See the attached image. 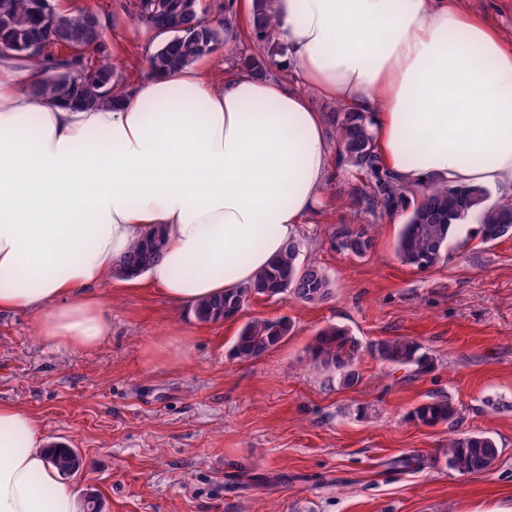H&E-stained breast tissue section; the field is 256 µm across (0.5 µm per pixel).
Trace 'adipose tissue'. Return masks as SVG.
<instances>
[{
  "instance_id": "adipose-tissue-1",
  "label": "adipose tissue",
  "mask_w": 512,
  "mask_h": 512,
  "mask_svg": "<svg viewBox=\"0 0 512 512\" xmlns=\"http://www.w3.org/2000/svg\"><path fill=\"white\" fill-rule=\"evenodd\" d=\"M284 67L306 90L210 59L77 108L33 96L39 69L0 53V313L43 341L112 335L98 293L131 245L164 226L136 284L176 306L249 285L320 204L325 115L312 96L375 115L403 184L512 194V47L457 0H274ZM32 414L0 403V512H79Z\"/></svg>"
}]
</instances>
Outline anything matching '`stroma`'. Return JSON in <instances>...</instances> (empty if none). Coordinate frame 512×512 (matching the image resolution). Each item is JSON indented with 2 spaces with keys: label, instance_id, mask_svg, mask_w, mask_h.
<instances>
[{
  "label": "stroma",
  "instance_id": "stroma-1",
  "mask_svg": "<svg viewBox=\"0 0 512 512\" xmlns=\"http://www.w3.org/2000/svg\"><path fill=\"white\" fill-rule=\"evenodd\" d=\"M356 184L330 151L322 203L296 238L299 263H317L331 295L251 298L243 318L294 324L259 358L231 356L238 322H199L116 279L99 288L112 335L90 351L46 343L26 313L0 314V403L38 418L49 445L77 450L67 486L94 490L102 512H512V234L480 243L469 218L447 257L420 271L395 254L404 214L356 212ZM352 224L372 232L365 256L336 246ZM329 325L359 343L356 385L310 359ZM402 336L425 347L427 371L372 354ZM431 400L449 401L454 418L411 421ZM479 432L500 450L492 469L450 467V442Z\"/></svg>",
  "mask_w": 512,
  "mask_h": 512
}]
</instances>
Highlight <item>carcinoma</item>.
Segmentation results:
<instances>
[{
    "mask_svg": "<svg viewBox=\"0 0 512 512\" xmlns=\"http://www.w3.org/2000/svg\"><path fill=\"white\" fill-rule=\"evenodd\" d=\"M38 2L9 0V10L0 11V48L47 69L32 93L77 107L112 104L125 86L113 64L106 22L92 11L73 15L56 6L45 12L36 7ZM271 7L272 0H254L248 40L259 50L238 60V66L254 75L266 74L275 58L287 53V48L272 37ZM124 8L146 33L155 38L166 35L144 55L149 75L212 55L232 25L227 16L209 18L203 0H126ZM169 16L179 18L180 32L166 27ZM90 44L95 45L91 57L84 52ZM328 121L334 127L340 161L352 168L362 183L351 192V206L369 214L406 213L396 242L403 264L419 270L436 265L448 250L456 226L472 216L478 219L475 236L483 244L512 232V201L490 204L488 192L482 188L440 180L421 188L400 184L379 155L372 114L333 105ZM342 236L344 251L357 257L371 251L373 239L365 226L347 228ZM165 246L164 229L157 226L150 237L128 250L114 266L112 277L122 281L133 278L157 262ZM298 255L299 244L293 239L252 283L197 303L193 307L195 318L201 323L227 320L238 315L251 296L289 294L305 303L325 300L331 293L329 279L317 265H300ZM292 330L293 324L286 317L249 320L238 330L234 355L241 360L258 358L283 342ZM357 351L358 344L348 331L329 327L319 333L309 353L314 362L338 372L342 383L351 386L359 381L354 368ZM373 352L395 366L418 371L425 370L430 360L422 345L408 337L380 341L373 345ZM453 415L454 408L446 400L421 404L411 412L413 420L428 426L446 423ZM498 457L495 440L481 433L456 438L448 448V464L463 473L486 471ZM53 464L61 475L69 476L79 470L80 456L73 448H63L53 456Z\"/></svg>",
    "mask_w": 512,
    "mask_h": 512,
    "instance_id": "obj_1",
    "label": "carcinoma"
}]
</instances>
